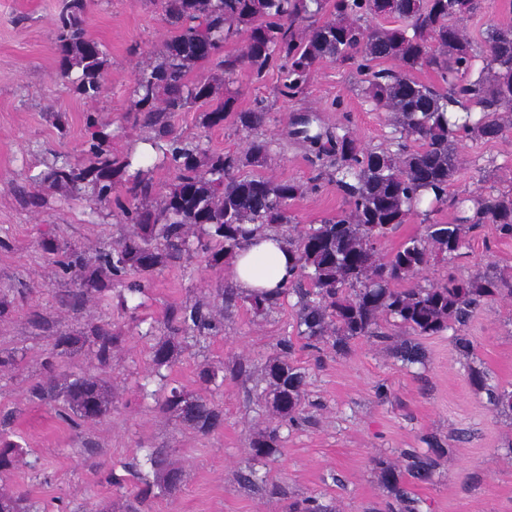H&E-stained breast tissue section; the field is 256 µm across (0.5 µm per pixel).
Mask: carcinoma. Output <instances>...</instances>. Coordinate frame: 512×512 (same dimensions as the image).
<instances>
[{
	"label": "carcinoma",
	"mask_w": 512,
	"mask_h": 512,
	"mask_svg": "<svg viewBox=\"0 0 512 512\" xmlns=\"http://www.w3.org/2000/svg\"><path fill=\"white\" fill-rule=\"evenodd\" d=\"M53 30L58 78L93 102L101 96L106 75L105 46L90 38L84 15L90 0H63ZM170 31L156 60L142 68L130 91L128 118L147 130L154 151L149 166L134 163V150L112 152V133L97 113L84 115L79 154L53 153L34 178L33 191L22 198L26 206L42 208L48 198L88 201L107 210L128 229L114 241H103L85 252L50 233L38 249L51 260L57 276L70 288L60 304L78 311L88 301L112 304V285L122 312L138 318L153 276L177 261L200 258L213 269L231 266L246 236L270 229L286 236L296 256V274L286 288L241 296L226 286L189 305L167 308L161 325L150 326L156 337L149 349L152 373L161 382L158 392L142 390L158 409L181 424L207 436L224 421L214 399L168 384L164 371L193 348H204L223 331L224 312L242 298L256 316H265L281 297H297V335L312 347L322 344L336 351L350 341L384 340L386 328L398 326L416 336L456 331L463 354L474 350L464 333L474 310L500 296H512V282L476 269L464 277L453 271L436 282L421 285L414 279L427 267L453 264L462 257L468 237L491 224L498 236L512 238V189L490 188L471 199L473 214L460 224L440 222L436 215L448 205V189L463 167L458 144L465 140L492 142L512 133L502 114L512 112V24H491L484 48L477 49L460 25L480 10L481 0H153ZM395 19V25L369 24L367 19ZM243 42L234 53L228 43ZM482 66L474 69L476 58ZM348 64L361 92L373 106L390 114L393 131L384 147L365 148L346 127L310 134L308 124L291 135L308 144L319 162V173L303 182L247 169L264 168L275 155L274 140L265 134L269 107L262 99L240 110L235 75L250 71L255 80L275 69L279 93L293 100L304 94L316 68L327 62ZM395 61L397 68H382ZM213 63L222 80L191 78L195 68ZM429 70L436 82L415 77ZM204 108L207 128L231 118L245 133L241 151H215L199 139L179 131L173 116L188 107ZM166 170L172 181L161 187L154 171ZM336 183L348 208L328 216L296 236L284 227L293 223L292 202L321 188V180ZM426 210H420L424 201ZM422 217L423 232L406 237L386 256L383 240L414 217ZM30 323L46 333L42 353L43 377L29 390L31 400L53 403L56 418L71 427L112 413V388L98 375L71 374L62 379V365L79 357L94 367L112 368L126 341L112 321L94 323L78 333L62 330L34 310ZM281 356L265 363L269 403L281 420L301 419L306 373L288 359L291 339L280 342ZM25 352L0 348V373L19 368ZM221 365H199L197 382L218 386ZM469 384L486 390L500 413H512V390L491 388L481 370L470 369ZM10 416L0 425V473L25 463L27 449L7 430ZM279 427L267 428L249 442L251 460L262 463L278 452ZM174 449L152 448L148 462L153 479L141 470L130 471L142 487L127 503L139 512L148 498L179 492L183 469L172 459ZM406 472L426 479L438 466L436 450L403 452ZM383 484L395 497V512H413V499L400 472L383 459L374 460ZM0 512H42L29 493L0 492ZM289 512H326L309 496L289 506Z\"/></svg>",
	"instance_id": "obj_1"
}]
</instances>
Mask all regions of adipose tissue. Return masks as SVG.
Segmentation results:
<instances>
[{
	"instance_id": "ef3b65f1",
	"label": "adipose tissue",
	"mask_w": 512,
	"mask_h": 512,
	"mask_svg": "<svg viewBox=\"0 0 512 512\" xmlns=\"http://www.w3.org/2000/svg\"><path fill=\"white\" fill-rule=\"evenodd\" d=\"M236 288L246 295L275 292L293 278L295 255L287 240L273 231L253 233L242 243L231 265Z\"/></svg>"
}]
</instances>
